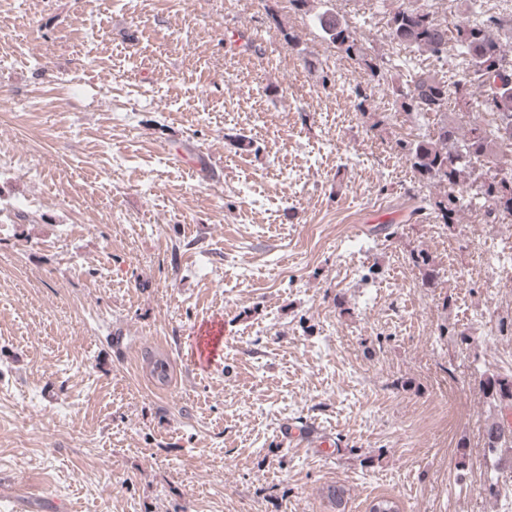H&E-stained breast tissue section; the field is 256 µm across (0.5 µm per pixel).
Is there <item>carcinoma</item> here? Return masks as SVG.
Wrapping results in <instances>:
<instances>
[{
	"mask_svg": "<svg viewBox=\"0 0 512 512\" xmlns=\"http://www.w3.org/2000/svg\"><path fill=\"white\" fill-rule=\"evenodd\" d=\"M315 20L333 47L363 64L371 84L387 88L402 111L442 116L433 137L398 143L399 153L417 178V185L409 189L416 203L411 214L450 225L463 208L477 201L484 207L488 224L500 223L504 212L512 214V173L491 166L499 141L512 139V55L504 52L494 33L501 24L499 18L468 22L450 37L448 29L436 23L428 11L404 2L389 10L388 36L397 44L417 48L437 59L448 56L449 44H455L458 55L465 60V69L464 76L451 87L429 71L414 74L410 83L402 85L393 78L389 63L369 55L353 37L347 21L332 9L316 14ZM452 94L462 112L481 106L497 113L496 129L448 121L444 114ZM431 184L444 186V196L438 199L423 194L422 188ZM143 360L150 362L151 376L159 384L168 383L169 363L165 358L147 352ZM479 386L487 398L512 406L511 380L486 376ZM486 444L492 452L502 447L512 449V434L492 423L486 429Z\"/></svg>",
	"mask_w": 512,
	"mask_h": 512,
	"instance_id": "1",
	"label": "carcinoma"
}]
</instances>
